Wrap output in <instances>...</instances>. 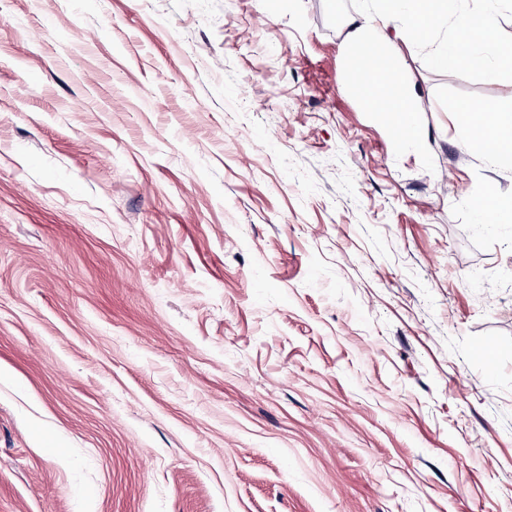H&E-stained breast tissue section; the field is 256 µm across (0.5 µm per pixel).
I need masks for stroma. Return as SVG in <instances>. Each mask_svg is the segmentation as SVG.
Segmentation results:
<instances>
[{"label":"stroma","mask_w":512,"mask_h":512,"mask_svg":"<svg viewBox=\"0 0 512 512\" xmlns=\"http://www.w3.org/2000/svg\"><path fill=\"white\" fill-rule=\"evenodd\" d=\"M366 0H0V512H512V167ZM372 2L376 5L351 17L347 23L350 31L344 52L352 70L360 63L358 52L362 47L376 50L367 75L355 78L353 88L369 112L381 114L387 123L403 124L406 114L412 112L417 90L400 68L389 64L396 40H402L394 28L392 35L390 8L385 0ZM373 63L376 67L372 72Z\"/></svg>","instance_id":"1"}]
</instances>
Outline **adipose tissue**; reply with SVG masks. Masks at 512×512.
<instances>
[{
    "label": "adipose tissue",
    "mask_w": 512,
    "mask_h": 512,
    "mask_svg": "<svg viewBox=\"0 0 512 512\" xmlns=\"http://www.w3.org/2000/svg\"><path fill=\"white\" fill-rule=\"evenodd\" d=\"M401 6L418 27L427 30L439 28L447 18H455V31L439 50L437 61L484 67L485 59L475 52L479 46L491 47L500 60H512V43L495 37L497 13L489 2L477 14L461 8L460 0H402ZM391 22L385 0H375L373 7L349 19L344 52L355 67L360 62L359 50L374 48V70L356 79L353 87L368 111L383 115L387 122L401 124L414 107L417 90L400 68L389 63L396 42ZM468 119L473 128L483 130L485 142L493 146V155L502 163L512 165V114L499 112L489 102L482 112L469 113Z\"/></svg>",
    "instance_id": "adipose-tissue-1"
}]
</instances>
